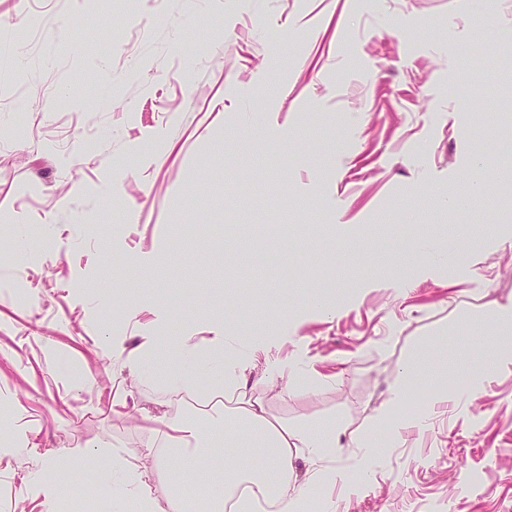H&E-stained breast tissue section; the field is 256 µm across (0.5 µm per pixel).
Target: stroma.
<instances>
[{"mask_svg": "<svg viewBox=\"0 0 512 512\" xmlns=\"http://www.w3.org/2000/svg\"><path fill=\"white\" fill-rule=\"evenodd\" d=\"M509 37L512 0H0V231L59 241L0 261V427L23 450L0 455V512H43L52 455L85 458L57 512L111 492L114 455L156 469L150 421L113 395L202 417L224 381L175 394L112 358L216 325L318 377L269 409L343 419L351 474L402 365L431 348L449 387L482 374L428 429L378 427L364 482L314 494L333 512H512V368L493 365L512 334L489 319L512 295ZM475 182L470 209L439 205ZM448 235L461 267L413 255Z\"/></svg>", "mask_w": 512, "mask_h": 512, "instance_id": "1", "label": "stroma"}]
</instances>
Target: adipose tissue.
I'll return each mask as SVG.
<instances>
[{
    "mask_svg": "<svg viewBox=\"0 0 512 512\" xmlns=\"http://www.w3.org/2000/svg\"><path fill=\"white\" fill-rule=\"evenodd\" d=\"M224 329L217 326L213 334L201 343L183 345L178 352L183 370L161 368L160 378L174 392L192 394L199 376L187 372L203 353L213 352L224 345ZM258 356L226 370L225 393L230 406L213 409L204 419H196L173 410H162L155 420L158 427L147 442V451L158 460H172L180 479L174 482L165 499L155 496L153 473L141 469L122 457H114L112 495L114 506L128 500L136 501L141 512H190L191 505L182 493L183 480L211 487L221 484L224 493L212 499L211 512H250L261 500L276 503L278 512H305L312 488L326 483L348 484L346 471L326 463L329 449L338 447L344 432L340 424L325 429L312 424L288 427L272 419L264 397L249 394V370L257 366ZM441 364L434 354L400 369L390 391L388 406L408 399L416 381L430 383V404L454 400L463 402L472 395V388L449 391L441 384ZM301 451L309 469L305 481L296 488L288 486V461L294 451Z\"/></svg>",
    "mask_w": 512,
    "mask_h": 512,
    "instance_id": "1",
    "label": "adipose tissue"
}]
</instances>
